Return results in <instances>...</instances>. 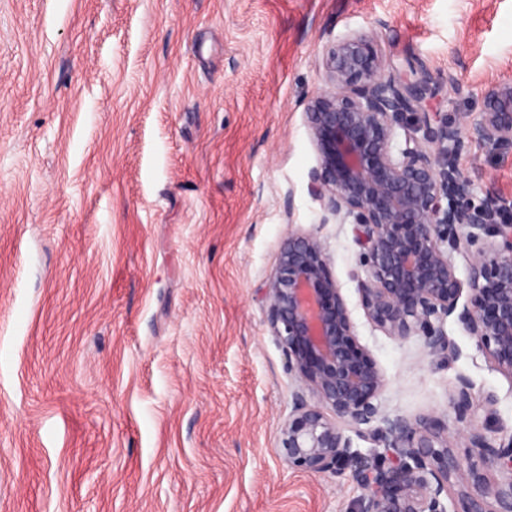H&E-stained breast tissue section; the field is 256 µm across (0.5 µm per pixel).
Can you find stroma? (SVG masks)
Here are the masks:
<instances>
[{"label": "stroma", "mask_w": 512, "mask_h": 512, "mask_svg": "<svg viewBox=\"0 0 512 512\" xmlns=\"http://www.w3.org/2000/svg\"><path fill=\"white\" fill-rule=\"evenodd\" d=\"M373 33L432 105L478 116L512 76V0H0V512H352L351 475L291 469L295 378L266 321L288 232L331 257L389 411L512 431V377L448 318L454 354L366 316L353 224L310 190L306 106L336 39ZM512 202V151L466 142Z\"/></svg>", "instance_id": "1"}]
</instances>
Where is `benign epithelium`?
<instances>
[{"label":"benign epithelium","instance_id":"obj_1","mask_svg":"<svg viewBox=\"0 0 512 512\" xmlns=\"http://www.w3.org/2000/svg\"><path fill=\"white\" fill-rule=\"evenodd\" d=\"M323 66L326 86L306 108L318 156L312 190L325 216L357 224L370 261L358 283L367 317L388 336H422L430 351L452 353L443 324L454 315L512 378V224L504 223L512 204L489 192L473 205V181L456 164L466 138L493 152L512 149V77L480 88L478 119L450 125L448 113L429 111L432 77L388 73L366 33L336 39ZM454 253L471 255L464 282ZM266 296L267 324L296 379L281 428L289 467L341 476L356 463L363 494L354 512H447L451 478L478 482L489 465L512 475V434L491 440L469 427L476 394L467 377L457 378L450 399L455 432L382 408L384 375L357 339L317 234L284 240ZM348 428L387 449L391 463L361 460ZM460 431L464 456L454 452ZM486 494L495 512H512V478ZM456 504V512H487L465 490Z\"/></svg>","mask_w":512,"mask_h":512}]
</instances>
